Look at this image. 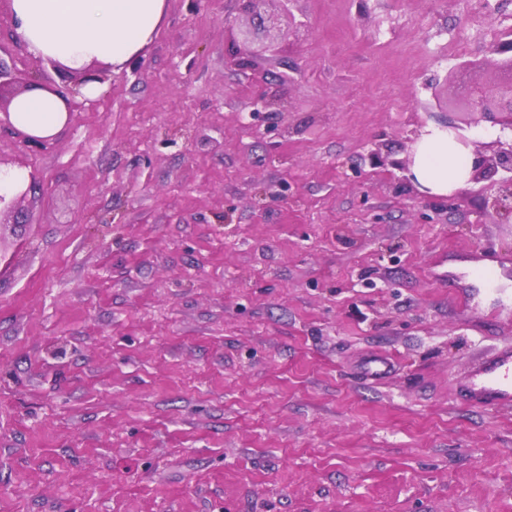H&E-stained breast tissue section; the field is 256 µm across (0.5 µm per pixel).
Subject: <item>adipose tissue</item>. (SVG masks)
<instances>
[{
    "label": "adipose tissue",
    "mask_w": 512,
    "mask_h": 512,
    "mask_svg": "<svg viewBox=\"0 0 512 512\" xmlns=\"http://www.w3.org/2000/svg\"><path fill=\"white\" fill-rule=\"evenodd\" d=\"M167 0H10L24 47L60 70L94 64L121 68L152 42ZM13 126L37 139H54L68 122L64 98L32 84L9 105ZM474 156L451 130L430 127L418 140L409 176L419 188L445 197L468 185Z\"/></svg>",
    "instance_id": "ef3b65f1"
}]
</instances>
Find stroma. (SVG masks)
Masks as SVG:
<instances>
[{
	"instance_id": "obj_1",
	"label": "stroma",
	"mask_w": 512,
	"mask_h": 512,
	"mask_svg": "<svg viewBox=\"0 0 512 512\" xmlns=\"http://www.w3.org/2000/svg\"><path fill=\"white\" fill-rule=\"evenodd\" d=\"M498 37L512 0H167L46 149L0 128L36 184L0 230V512H512V411L457 395L512 341V214L408 176ZM0 66L63 85L7 0Z\"/></svg>"
}]
</instances>
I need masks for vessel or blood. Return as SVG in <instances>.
Listing matches in <instances>:
<instances>
[{
	"label": "vessel or blood",
	"mask_w": 512,
	"mask_h": 512,
	"mask_svg": "<svg viewBox=\"0 0 512 512\" xmlns=\"http://www.w3.org/2000/svg\"><path fill=\"white\" fill-rule=\"evenodd\" d=\"M466 399L489 409L512 407V345L492 348L463 382Z\"/></svg>",
	"instance_id": "vessel-or-blood-1"
}]
</instances>
